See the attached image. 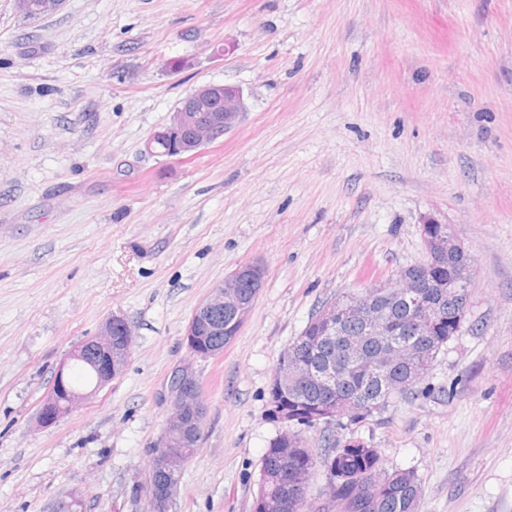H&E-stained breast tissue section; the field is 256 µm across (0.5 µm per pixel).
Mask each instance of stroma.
<instances>
[{
  "label": "stroma",
  "instance_id": "1",
  "mask_svg": "<svg viewBox=\"0 0 512 512\" xmlns=\"http://www.w3.org/2000/svg\"><path fill=\"white\" fill-rule=\"evenodd\" d=\"M246 112L187 159L150 136L204 84ZM474 258L460 330L416 393L352 424L411 470L419 512H512V0H0V512H150L147 487L185 362L199 447L169 512H252L284 429L271 386L324 302L423 262L421 225ZM260 263L234 340L189 360L211 289ZM122 375L47 428L40 401L112 316Z\"/></svg>",
  "mask_w": 512,
  "mask_h": 512
}]
</instances>
